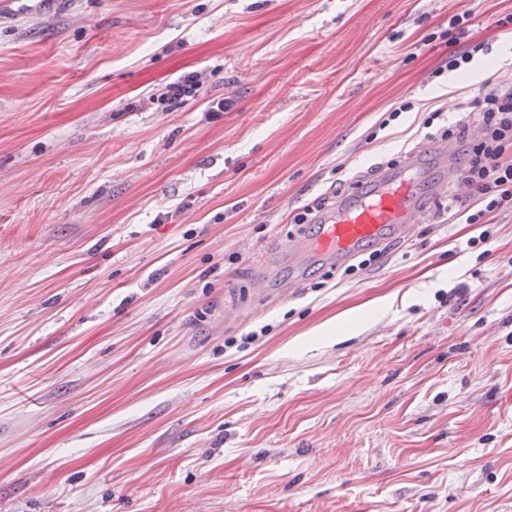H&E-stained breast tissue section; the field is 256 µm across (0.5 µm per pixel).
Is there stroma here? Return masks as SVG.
<instances>
[{"label":"stroma","instance_id":"1","mask_svg":"<svg viewBox=\"0 0 512 512\" xmlns=\"http://www.w3.org/2000/svg\"><path fill=\"white\" fill-rule=\"evenodd\" d=\"M463 13L485 50L446 72ZM508 16L0 0V512H512V205L427 200L350 275L284 247L512 76ZM202 77L203 73L201 72L191 73L190 75L184 78L178 79L175 82L165 85L162 89L158 90L161 91V93L158 96H156V93H153L148 97V100H154L155 98L157 100L178 99L182 96L189 94L193 86L201 82Z\"/></svg>","mask_w":512,"mask_h":512}]
</instances>
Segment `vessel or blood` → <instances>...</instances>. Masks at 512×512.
<instances>
[{
  "label": "vessel or blood",
  "instance_id": "obj_1",
  "mask_svg": "<svg viewBox=\"0 0 512 512\" xmlns=\"http://www.w3.org/2000/svg\"><path fill=\"white\" fill-rule=\"evenodd\" d=\"M454 158V145L437 141L429 151L412 152L400 164L381 168L372 184L343 195L321 214L312 233L290 238L289 254L340 265L387 239L406 237L411 225L424 219L425 194L464 196Z\"/></svg>",
  "mask_w": 512,
  "mask_h": 512
}]
</instances>
